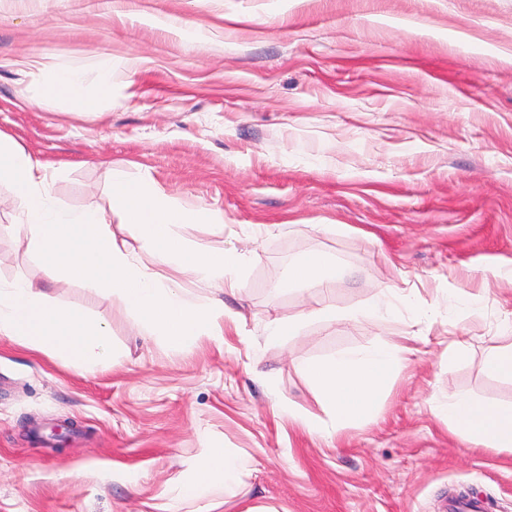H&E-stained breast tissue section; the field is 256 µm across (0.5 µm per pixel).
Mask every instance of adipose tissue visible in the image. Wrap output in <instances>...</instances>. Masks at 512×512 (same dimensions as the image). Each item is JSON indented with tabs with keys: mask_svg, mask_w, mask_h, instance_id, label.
Returning a JSON list of instances; mask_svg holds the SVG:
<instances>
[{
	"mask_svg": "<svg viewBox=\"0 0 512 512\" xmlns=\"http://www.w3.org/2000/svg\"><path fill=\"white\" fill-rule=\"evenodd\" d=\"M49 162L0 136V182L12 188L18 210L16 228L53 281L79 278L86 287L114 297L138 317L149 336L186 348L200 337L224 333L228 311L223 303L199 302L165 284L119 245L100 210L92 205L72 209L52 193ZM113 194L128 223L137 226L147 249L189 265L203 281L236 287L243 260L233 250L188 247L181 224L209 223L212 214L184 210L149 182L115 174ZM0 336L91 372L111 356L105 325L56 305L44 286L18 279L0 282ZM400 363L398 348L386 345L341 352L326 363L309 366L308 374L337 428L371 416L386 380ZM449 425L477 447L512 452V405L492 406L460 394L445 408ZM243 457L209 449L199 468V484L187 486L195 496L200 483L213 478L237 482Z\"/></svg>",
	"mask_w": 512,
	"mask_h": 512,
	"instance_id": "ef3b65f1",
	"label": "adipose tissue"
}]
</instances>
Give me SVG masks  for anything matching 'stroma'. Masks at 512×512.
<instances>
[{"label": "stroma", "mask_w": 512, "mask_h": 512, "mask_svg": "<svg viewBox=\"0 0 512 512\" xmlns=\"http://www.w3.org/2000/svg\"><path fill=\"white\" fill-rule=\"evenodd\" d=\"M65 68L96 111L41 97ZM0 132L52 163L60 202L99 207L134 258L233 314L223 341L182 350L118 299L49 284L107 325L113 358L83 374L0 336V512H444L457 496L512 512V453L441 410L457 393L512 404L484 367L512 343V0H0ZM117 170L209 209L178 233L243 254L241 288L148 251L113 203ZM15 221L0 183V280L44 281ZM312 253L342 267L329 287L290 283ZM394 286L393 313L362 317ZM274 319L299 329L267 340ZM383 344L402 361L373 415L335 429L308 366ZM209 448L248 459L242 485L184 498Z\"/></svg>", "instance_id": "stroma-1"}]
</instances>
